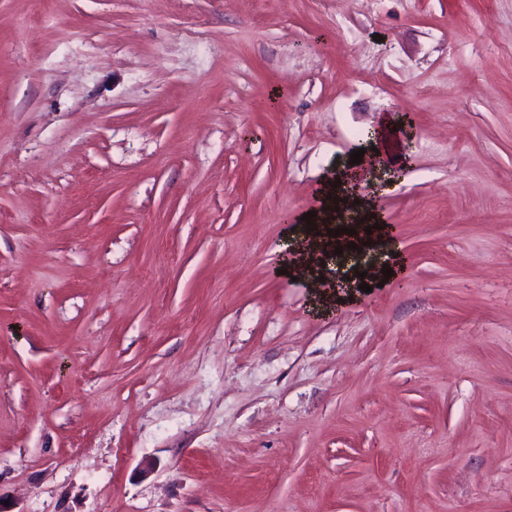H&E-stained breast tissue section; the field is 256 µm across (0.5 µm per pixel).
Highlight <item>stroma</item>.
<instances>
[{"mask_svg":"<svg viewBox=\"0 0 512 512\" xmlns=\"http://www.w3.org/2000/svg\"><path fill=\"white\" fill-rule=\"evenodd\" d=\"M400 280L276 275L367 131ZM8 512H512V0H0Z\"/></svg>","mask_w":512,"mask_h":512,"instance_id":"obj_1","label":"stroma"}]
</instances>
